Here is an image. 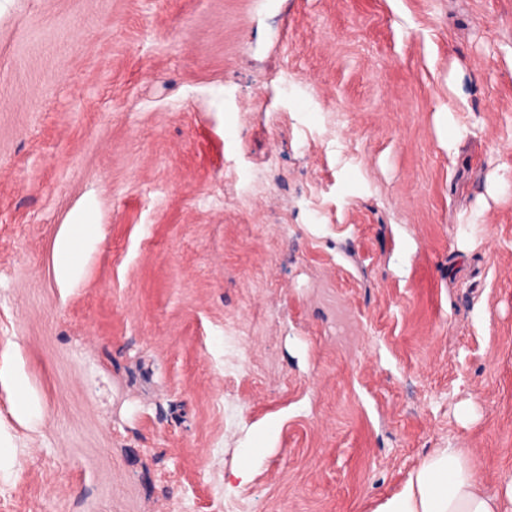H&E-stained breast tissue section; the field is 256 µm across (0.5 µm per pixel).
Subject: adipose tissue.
I'll list each match as a JSON object with an SVG mask.
<instances>
[{
	"mask_svg": "<svg viewBox=\"0 0 512 512\" xmlns=\"http://www.w3.org/2000/svg\"><path fill=\"white\" fill-rule=\"evenodd\" d=\"M99 234L90 215H79L61 236L57 277L66 282L79 272L85 246ZM377 512H512V476L489 490L461 448H440L425 458L403 489Z\"/></svg>",
	"mask_w": 512,
	"mask_h": 512,
	"instance_id": "1",
	"label": "adipose tissue"
}]
</instances>
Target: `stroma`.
I'll return each instance as SVG.
<instances>
[{
  "instance_id": "1",
  "label": "stroma",
  "mask_w": 512,
  "mask_h": 512,
  "mask_svg": "<svg viewBox=\"0 0 512 512\" xmlns=\"http://www.w3.org/2000/svg\"><path fill=\"white\" fill-rule=\"evenodd\" d=\"M448 447L512 473V0H0V512H376ZM99 234V224H94L88 214L79 215L61 236L57 248V277L66 282L79 272L81 254L85 246Z\"/></svg>"
}]
</instances>
